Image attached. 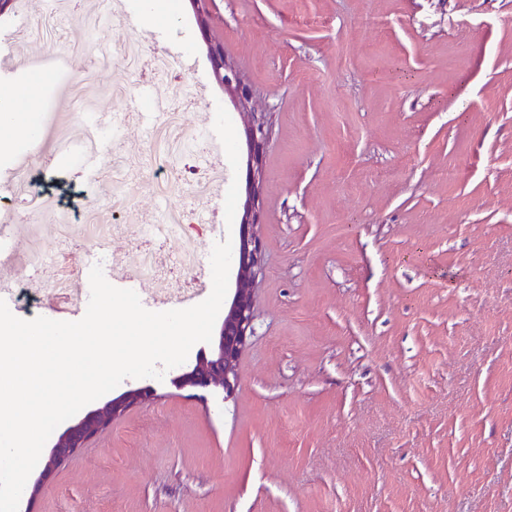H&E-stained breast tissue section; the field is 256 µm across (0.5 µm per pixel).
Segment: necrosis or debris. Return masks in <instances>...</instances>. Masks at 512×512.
I'll use <instances>...</instances> for the list:
<instances>
[{
  "mask_svg": "<svg viewBox=\"0 0 512 512\" xmlns=\"http://www.w3.org/2000/svg\"><path fill=\"white\" fill-rule=\"evenodd\" d=\"M99 19L111 23L116 34L113 54L118 57L120 68L112 88L113 97L125 98L128 74L139 73L151 79L160 71L165 74L167 86L175 88L176 93L163 120L153 126L147 149L137 156H113L111 162L103 166L104 176L110 177L113 184V222L95 223L94 210L89 206L79 209L77 216L83 223L92 225L90 238L96 244L119 235L122 227L116 219L130 212V184L122 177L130 166L140 167L150 186L160 195H178L180 204L168 207L156 217L146 218L142 237L131 245L135 263L130 267L135 276L151 280L160 296L176 300L195 287L199 279L198 262L190 255L194 245L192 233L197 229L194 213L197 202L211 194L220 168L214 164L203 168L195 162L192 146L196 134L187 111L198 103L200 96L178 93L177 88L184 81V67L179 59L174 53L142 43L124 12L122 0H112L111 12L101 13ZM71 232V224L61 225L62 246L52 254H45L36 245L30 247L26 263L28 274L18 282L19 293L31 296L44 285L53 288L63 303L77 299L74 271L68 262ZM46 265L51 267L52 274L42 285L32 273Z\"/></svg>",
  "mask_w": 512,
  "mask_h": 512,
  "instance_id": "4bbe7bcc",
  "label": "necrosis or debris"
}]
</instances>
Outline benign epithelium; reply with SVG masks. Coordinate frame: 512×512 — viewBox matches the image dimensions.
<instances>
[{
    "mask_svg": "<svg viewBox=\"0 0 512 512\" xmlns=\"http://www.w3.org/2000/svg\"><path fill=\"white\" fill-rule=\"evenodd\" d=\"M208 56L213 64L215 79L224 87L235 108L251 117L246 128L248 146L249 180L246 184V203L239 230L237 249L236 288L229 308L224 313L217 346L211 357L198 363L189 372L176 377L179 388L191 387L207 389L220 387L229 396L237 384V367L248 339L253 336V283L263 272L261 243L254 232L260 213L262 170V146L267 131L262 113L252 105V93L236 66L227 60L224 51L218 46H208ZM156 392L150 386L129 389L108 401L102 407L85 413L75 423L68 426L57 438L39 478L34 482L30 497L42 496L51 485L54 471L66 460L75 455L90 440L107 429V414L112 419L122 417L130 409L155 399Z\"/></svg>",
    "mask_w": 512,
    "mask_h": 512,
    "instance_id": "benign-epithelium-1",
    "label": "benign epithelium"
}]
</instances>
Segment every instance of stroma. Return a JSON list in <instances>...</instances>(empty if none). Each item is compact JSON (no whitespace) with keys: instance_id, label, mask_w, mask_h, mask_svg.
<instances>
[{"instance_id":"1","label":"stroma","mask_w":512,"mask_h":512,"mask_svg":"<svg viewBox=\"0 0 512 512\" xmlns=\"http://www.w3.org/2000/svg\"><path fill=\"white\" fill-rule=\"evenodd\" d=\"M98 0H12L0 15V89L23 87L50 44L20 39L24 20L54 16L81 50L51 70L34 114L44 137L0 155V208L27 173L65 181L92 205L61 138L115 108L111 27L86 21ZM146 42L169 49L203 98L189 114L201 160L227 168L199 207L237 238L249 177L246 119L216 81L221 44L265 113L254 328L231 396L154 381L135 407L56 470L21 512H512V0H207L201 32L188 0H123ZM375 17L376 29L364 26ZM412 167L401 168L405 155ZM454 167L453 182L438 180ZM163 202L130 193L125 256L140 216ZM38 227L4 235L0 279L16 282ZM11 298L23 320H80L88 296L59 305Z\"/></svg>"}]
</instances>
